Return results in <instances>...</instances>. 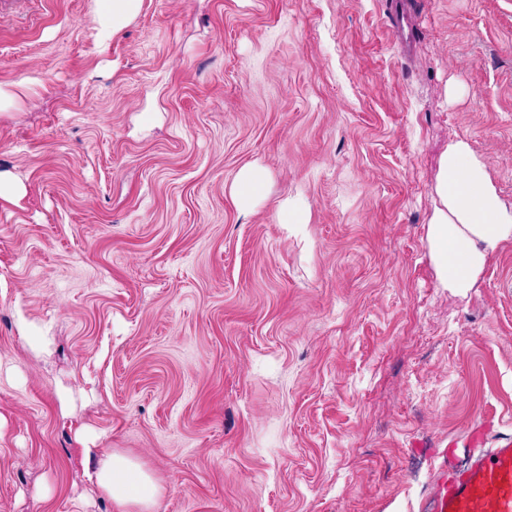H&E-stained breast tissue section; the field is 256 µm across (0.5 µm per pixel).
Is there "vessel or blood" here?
<instances>
[{
  "label": "vessel or blood",
  "mask_w": 512,
  "mask_h": 512,
  "mask_svg": "<svg viewBox=\"0 0 512 512\" xmlns=\"http://www.w3.org/2000/svg\"><path fill=\"white\" fill-rule=\"evenodd\" d=\"M437 457L439 476L422 512H512V438L462 465L447 449Z\"/></svg>",
  "instance_id": "b4317fda"
}]
</instances>
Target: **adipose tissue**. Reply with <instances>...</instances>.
<instances>
[{
	"label": "adipose tissue",
	"mask_w": 512,
	"mask_h": 512,
	"mask_svg": "<svg viewBox=\"0 0 512 512\" xmlns=\"http://www.w3.org/2000/svg\"><path fill=\"white\" fill-rule=\"evenodd\" d=\"M101 40H109L137 16L141 0H95ZM437 201L427 240L442 285L468 292L486 257L512 240V208L499 197L484 163L459 140L442 154ZM88 478L108 496L114 512H158L161 487L139 462L118 453L97 454Z\"/></svg>",
	"instance_id": "obj_1"
}]
</instances>
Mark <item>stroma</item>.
<instances>
[{
	"mask_svg": "<svg viewBox=\"0 0 512 512\" xmlns=\"http://www.w3.org/2000/svg\"><path fill=\"white\" fill-rule=\"evenodd\" d=\"M94 0L0 16V512H419L429 451L512 437V240L427 241L466 140L512 207V0ZM268 180L250 213L241 168ZM95 3L96 20L102 41L109 40L133 21L141 7V0H95ZM266 180V173L257 166L245 167L236 175L232 193L239 208L249 211L254 206L259 188ZM87 477L112 500L114 512L158 511L162 488L157 479L124 454H101Z\"/></svg>",
	"mask_w": 512,
	"mask_h": 512,
	"instance_id": "1",
	"label": "stroma"
}]
</instances>
